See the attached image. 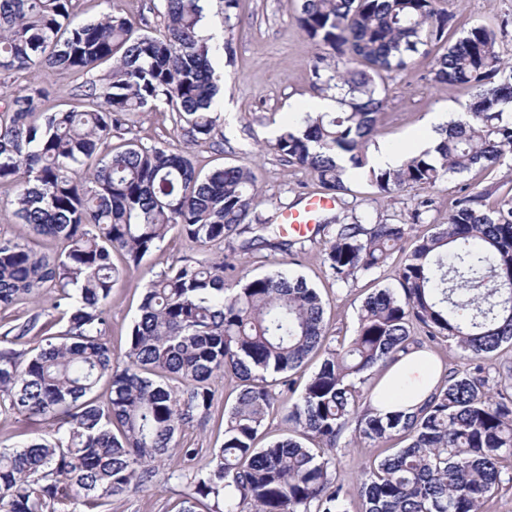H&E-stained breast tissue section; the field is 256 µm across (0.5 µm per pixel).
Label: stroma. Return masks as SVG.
Instances as JSON below:
<instances>
[{
    "mask_svg": "<svg viewBox=\"0 0 512 512\" xmlns=\"http://www.w3.org/2000/svg\"><path fill=\"white\" fill-rule=\"evenodd\" d=\"M440 9L454 13L460 29L479 24L506 23L505 39L512 51V0H439ZM296 0H241L229 26L214 25L212 32L221 40L231 41L233 55H219L216 70L224 80V93L234 106L224 120V144L191 141L177 129L167 112L134 113L128 135L146 146L159 143L187 151L195 167L207 173L227 163L251 167L258 180L262 208L273 213L281 206L298 204L300 198L319 192L314 177L302 170L282 165L271 145L275 140L271 117H283L294 106L318 95L310 71L316 52L313 44L295 22ZM431 59L415 55L409 70L385 74L388 106L377 124L374 142L378 145H403L407 136L421 127L437 112L447 120H456L471 100L469 90L437 84L430 80ZM487 191V203H494L504 194H512V167L500 166L451 176L433 189L434 207L428 223L444 224L448 212L461 195L463 185ZM356 210L374 219L390 222L406 220L414 206L413 192L406 191L394 200L378 201L366 184L355 183ZM322 243L307 244L305 251L288 256L290 271L303 276L317 288L327 303L326 320L331 335L353 336L358 309L374 289L394 285V270L402 253H394L389 264L360 276L355 284L334 283L321 263ZM206 249L171 230L165 240L144 258L138 267H126L121 255L113 261L120 270L107 305L109 327L107 342L112 352L123 355L128 335L138 314V307L147 282L184 260L205 257ZM235 379H215V412L205 423L186 430L184 445L198 449V467L209 462L212 449L224 441L221 414L234 400ZM45 432L41 418H24L0 407V447H16ZM183 491L177 481L158 480L149 490L130 495L116 503V512H165L167 503L179 498Z\"/></svg>",
    "mask_w": 512,
    "mask_h": 512,
    "instance_id": "stroma-1",
    "label": "stroma"
}]
</instances>
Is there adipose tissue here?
<instances>
[{"label":"adipose tissue","instance_id":"obj_1","mask_svg":"<svg viewBox=\"0 0 512 512\" xmlns=\"http://www.w3.org/2000/svg\"><path fill=\"white\" fill-rule=\"evenodd\" d=\"M439 378L434 357L423 349L412 351L385 370L374 388V404L384 411L415 412Z\"/></svg>","mask_w":512,"mask_h":512}]
</instances>
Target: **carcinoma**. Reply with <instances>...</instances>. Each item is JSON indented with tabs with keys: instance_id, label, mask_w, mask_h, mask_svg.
<instances>
[{
	"instance_id": "carcinoma-1",
	"label": "carcinoma",
	"mask_w": 512,
	"mask_h": 512,
	"mask_svg": "<svg viewBox=\"0 0 512 512\" xmlns=\"http://www.w3.org/2000/svg\"><path fill=\"white\" fill-rule=\"evenodd\" d=\"M163 0V22L119 9L75 25V0H0V186L13 215L61 245L49 257L0 234V309L54 294L62 331L28 352L0 349V401L39 416L46 434L0 450V512H112L156 482L160 469L187 492L167 512H349L336 480L342 440L383 448L362 471L361 512H485L512 460V396L477 363L512 345V195L491 208L462 188L448 222L418 237L395 271L396 286L369 293L348 342L329 334L326 303L301 276L279 267L252 273L245 255L290 254L299 241L259 209L254 171L227 164L200 176L166 145L125 138L131 115L164 106L193 140L214 138L219 46L206 29L228 23L240 0ZM314 44V84L336 91L335 112H293L272 148L283 165L316 178L340 201L363 180L376 199L429 190L450 176L512 160V60L505 24L477 25L455 42L456 16L437 0H299L295 17ZM433 55L431 81L473 93L469 111L437 132L438 143L395 168L369 160L387 103L376 78ZM112 63L103 76L94 75ZM74 71L69 108L39 111L43 87L11 90L8 79ZM349 158L353 173L338 163ZM432 197L401 223L355 213L317 224L322 263L348 285L380 268L425 223ZM178 229L218 259L174 265L145 287L123 356L105 340L106 307L118 271L112 253L137 267ZM440 336L475 362L445 370L420 409L381 413L362 390L365 373ZM322 353L296 390L288 373ZM239 381L224 408V442L206 470L199 450L178 443L213 415L210 381ZM108 383L105 398L96 395ZM296 435L259 445L275 408Z\"/></svg>"
}]
</instances>
